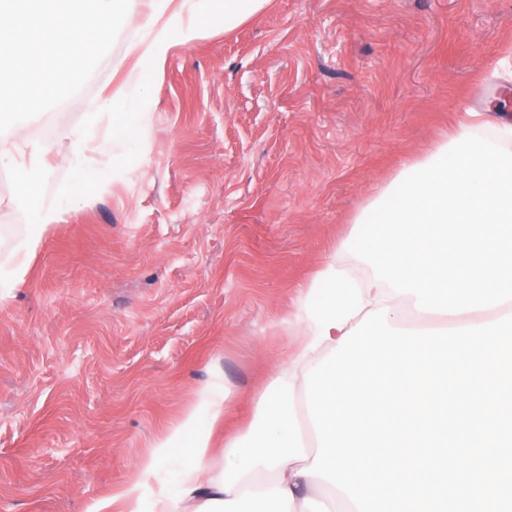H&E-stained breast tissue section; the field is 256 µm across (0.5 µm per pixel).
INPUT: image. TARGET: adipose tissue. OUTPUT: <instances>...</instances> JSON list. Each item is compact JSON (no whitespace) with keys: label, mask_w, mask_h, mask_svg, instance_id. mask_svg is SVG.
Returning <instances> with one entry per match:
<instances>
[{"label":"adipose tissue","mask_w":512,"mask_h":512,"mask_svg":"<svg viewBox=\"0 0 512 512\" xmlns=\"http://www.w3.org/2000/svg\"><path fill=\"white\" fill-rule=\"evenodd\" d=\"M472 132L512 151V123L469 113L448 134L449 139ZM415 295L396 294L387 283L366 278L353 284L340 259L328 261L312 277L297 300V318L308 334L288 369L277 372L259 396L248 426L224 442V464L212 468L214 426L224 416L225 392L199 390L194 404L179 421L167 427L143 464L141 478L129 482L117 495L92 504L88 512H313L299 490L313 483L303 475L316 455L297 423L301 395L299 373L308 372L322 351L337 346L346 331L367 311L388 308L394 328H426L429 314L414 307ZM179 470L176 489L160 485L148 492V478L157 476L159 463Z\"/></svg>","instance_id":"ef3b65f1"}]
</instances>
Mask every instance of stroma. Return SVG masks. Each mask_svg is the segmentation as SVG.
I'll use <instances>...</instances> for the list:
<instances>
[{
	"mask_svg": "<svg viewBox=\"0 0 512 512\" xmlns=\"http://www.w3.org/2000/svg\"><path fill=\"white\" fill-rule=\"evenodd\" d=\"M193 29L151 47L172 14ZM98 102L15 127L21 168L106 171L82 121L153 66L142 146L46 231L0 292V512H87L136 478L208 385L249 421L299 349L294 304L354 216L466 111L512 104V0H267L232 31L224 4L131 0ZM65 130L54 137L52 128Z\"/></svg>",
	"mask_w": 512,
	"mask_h": 512,
	"instance_id": "obj_1",
	"label": "stroma"
}]
</instances>
